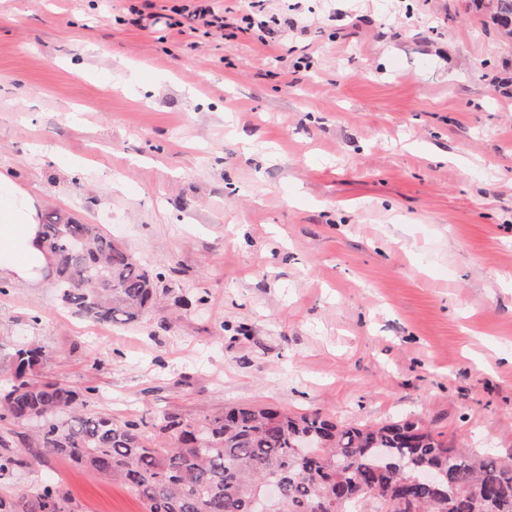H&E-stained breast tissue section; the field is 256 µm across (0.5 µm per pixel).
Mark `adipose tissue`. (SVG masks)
Returning <instances> with one entry per match:
<instances>
[{"label": "adipose tissue", "mask_w": 512, "mask_h": 512, "mask_svg": "<svg viewBox=\"0 0 512 512\" xmlns=\"http://www.w3.org/2000/svg\"><path fill=\"white\" fill-rule=\"evenodd\" d=\"M41 233L37 195L0 172V284L36 286L52 276Z\"/></svg>", "instance_id": "obj_1"}]
</instances>
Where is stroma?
Instances as JSON below:
<instances>
[{"mask_svg":"<svg viewBox=\"0 0 512 512\" xmlns=\"http://www.w3.org/2000/svg\"><path fill=\"white\" fill-rule=\"evenodd\" d=\"M271 9L299 30L196 45L124 0H0V170L166 290L108 332L7 286L0 363L38 341L88 412L147 426L263 405L511 454L512 38L473 0ZM40 483L145 512L55 456L0 496Z\"/></svg>","mask_w":512,"mask_h":512,"instance_id":"obj_1","label":"stroma"}]
</instances>
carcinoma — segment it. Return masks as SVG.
<instances>
[{"label": "carcinoma", "mask_w": 512, "mask_h": 512, "mask_svg": "<svg viewBox=\"0 0 512 512\" xmlns=\"http://www.w3.org/2000/svg\"><path fill=\"white\" fill-rule=\"evenodd\" d=\"M512 27V0H475ZM60 304L100 325L130 324L158 298L146 269L100 225L54 214L43 225ZM46 351L24 345L0 375V476L43 454L124 483L146 512H250L274 479L265 512H512V457L468 454L410 420L345 426L319 413L232 406L201 422L165 412L144 434L136 419L81 411L78 392L38 379ZM0 512H69L53 484L29 499L0 497Z\"/></svg>", "instance_id": "carcinoma-1"}]
</instances>
